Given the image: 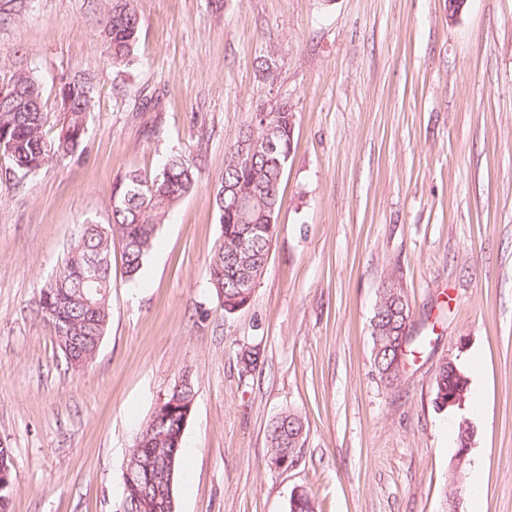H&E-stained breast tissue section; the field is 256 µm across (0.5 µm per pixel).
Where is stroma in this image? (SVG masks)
<instances>
[{"instance_id":"obj_1","label":"stroma","mask_w":512,"mask_h":512,"mask_svg":"<svg viewBox=\"0 0 512 512\" xmlns=\"http://www.w3.org/2000/svg\"><path fill=\"white\" fill-rule=\"evenodd\" d=\"M110 0H0V82L40 83L55 137L64 77L92 86L77 153L22 184L0 180V445L9 512H116L133 438L183 371L196 397L177 512H446L457 413L435 374L457 359L476 431L463 483L512 512V0H134L137 60L113 67ZM271 55L276 78L263 79ZM295 114L277 234L249 304L225 315L208 261L214 191L254 113ZM199 153L141 277L112 251L110 321L68 369L34 313L78 224L107 223L112 185ZM412 306L410 353L381 381L369 323L382 283ZM261 363L241 371L244 351ZM307 421L288 469L266 427ZM0 461L1 467L2 465H6L8 470H0V512H8L10 497L13 491V470H14V460L12 451L10 448H0ZM9 471V480L6 482H2L3 479L8 478Z\"/></svg>"}]
</instances>
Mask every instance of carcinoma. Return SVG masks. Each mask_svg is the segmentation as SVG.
Here are the masks:
<instances>
[{"label": "carcinoma", "mask_w": 512, "mask_h": 512, "mask_svg": "<svg viewBox=\"0 0 512 512\" xmlns=\"http://www.w3.org/2000/svg\"><path fill=\"white\" fill-rule=\"evenodd\" d=\"M140 33V20L131 0H112L105 23V35L112 64L128 66L133 62ZM19 92L0 93V140L11 145L6 156L8 179L19 183L53 161L75 153L82 143L91 101L90 86L79 79L68 80L61 97L67 121L49 141L44 136L43 90L28 72L11 76ZM295 113L284 103L277 112L239 131L224 164V175L216 187L214 204L219 215L221 236L212 253L209 280L222 298L224 314L232 315L250 301L258 270L265 269L281 207L280 182L285 159L293 145V129L288 118ZM196 156L192 152L171 155L162 171L152 178L129 173L112 188V220L106 224L88 221L80 225L67 244L64 263L55 275L38 289L37 314L48 325L56 341L69 336L81 339L80 347L64 355L67 367L73 360H92L106 334L112 291V244L121 245L122 264L127 278H138L147 262L168 209L191 191L195 182ZM250 194L251 223L243 220L235 189ZM408 298L403 285L388 283L382 288L380 304L370 330L372 343L391 346L389 357L373 355L380 377L388 380L394 361L406 360L398 344L399 331L409 316ZM470 396L469 379L459 365L443 359L435 375L438 409L447 406L448 392ZM196 396L193 380L177 391L165 394L162 406L154 408L135 434L129 458L133 468L134 492H123L116 512H153L146 507L152 495L151 463L171 460L179 471L183 455L184 410ZM306 436L305 421L285 410L267 427L268 461L289 459L295 462V450Z\"/></svg>", "instance_id": "obj_1"}]
</instances>
